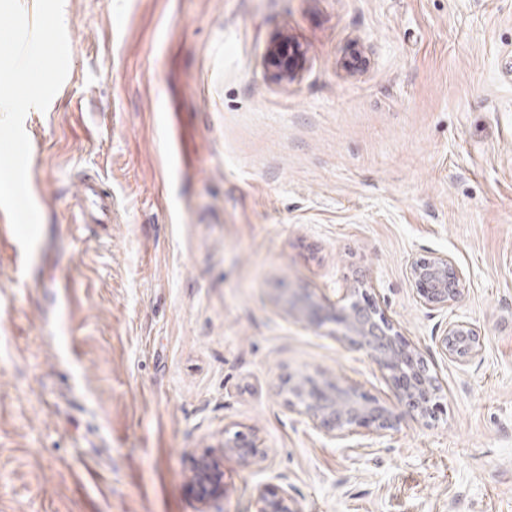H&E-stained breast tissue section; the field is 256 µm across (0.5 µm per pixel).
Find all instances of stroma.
Wrapping results in <instances>:
<instances>
[{"instance_id":"stroma-1","label":"stroma","mask_w":512,"mask_h":512,"mask_svg":"<svg viewBox=\"0 0 512 512\" xmlns=\"http://www.w3.org/2000/svg\"><path fill=\"white\" fill-rule=\"evenodd\" d=\"M75 38L30 110L42 230L29 265L0 210V512H512V0H64ZM306 51L270 78L271 37ZM112 221L76 224L79 177ZM452 256L466 367L406 275ZM366 278L442 392L434 419L339 441L291 410L288 376L392 387L289 293ZM254 432L203 506L190 460ZM80 191L86 195L91 207V215H94L99 224L110 223L112 214V195L100 188L95 181L83 183ZM323 308L324 306L317 302L297 300L294 306L287 307V312L307 324H315L321 319ZM436 343L445 357L461 366L473 363L484 351L476 325L456 314L448 316ZM257 512H298L296 501L283 486L261 485L257 488Z\"/></svg>"}]
</instances>
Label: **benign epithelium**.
Listing matches in <instances>:
<instances>
[{
    "label": "benign epithelium",
    "instance_id": "1",
    "mask_svg": "<svg viewBox=\"0 0 512 512\" xmlns=\"http://www.w3.org/2000/svg\"><path fill=\"white\" fill-rule=\"evenodd\" d=\"M305 50L286 33L274 36L267 48L266 67L272 77L291 81L300 71ZM408 279L420 304L444 312L464 292L463 272L445 253H415L407 265ZM373 284L357 280L345 289L334 317L340 327L339 340L363 350L393 385L395 396L416 419L436 416L440 406L436 378L422 372L420 349L407 340L401 326L386 309L370 298ZM323 305L298 300L287 312L308 323H317ZM436 343L451 361L467 366L480 358L484 342L470 320L455 314L448 316ZM288 406L306 418L313 427L336 440L354 435L380 436L396 427L398 417L386 405L361 392L355 384L328 381L318 384L306 377L296 379L286 388ZM243 465L264 459V451L255 436L237 431L224 438L219 454L206 452L193 461L190 483L199 501L208 504L224 497V458ZM257 512H298L296 501L283 486L261 485L257 488Z\"/></svg>",
    "mask_w": 512,
    "mask_h": 512
}]
</instances>
